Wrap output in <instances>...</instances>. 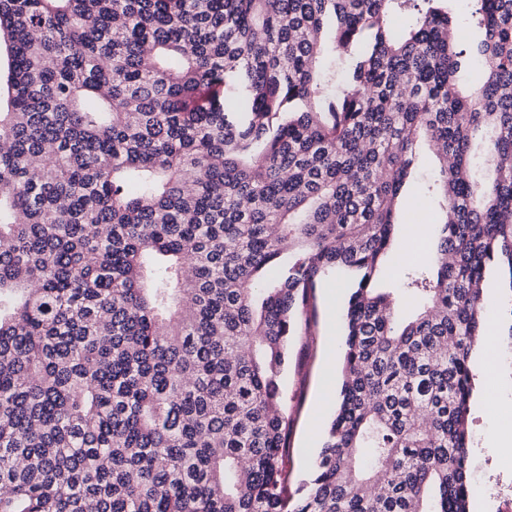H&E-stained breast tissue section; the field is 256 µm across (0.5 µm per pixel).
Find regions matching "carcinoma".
I'll return each mask as SVG.
<instances>
[{"mask_svg": "<svg viewBox=\"0 0 512 512\" xmlns=\"http://www.w3.org/2000/svg\"><path fill=\"white\" fill-rule=\"evenodd\" d=\"M449 2L0 0V512H468L512 0H473L474 49ZM423 141L447 260L380 288ZM333 272L342 382L292 490L281 378Z\"/></svg>", "mask_w": 512, "mask_h": 512, "instance_id": "obj_1", "label": "carcinoma"}]
</instances>
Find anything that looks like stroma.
Here are the masks:
<instances>
[{
  "mask_svg": "<svg viewBox=\"0 0 512 512\" xmlns=\"http://www.w3.org/2000/svg\"><path fill=\"white\" fill-rule=\"evenodd\" d=\"M433 172L431 160L423 159L405 187L396 216L398 227L380 275V287H398L408 268L425 266L433 260L432 253L419 250L407 232L408 225L425 224L430 235L438 233L443 212L432 193ZM351 291L352 283L345 276L332 274L323 279L314 291L307 324L288 346L283 405L291 421L288 468L295 481L307 475L336 408V386L342 369L339 353L344 340L343 314ZM469 427L473 485L470 512H500L501 503L490 496L489 490L498 485L505 489L512 487V450H490L488 432L493 428L512 429V403L495 409L472 403Z\"/></svg>",
  "mask_w": 512,
  "mask_h": 512,
  "instance_id": "1",
  "label": "stroma"
}]
</instances>
